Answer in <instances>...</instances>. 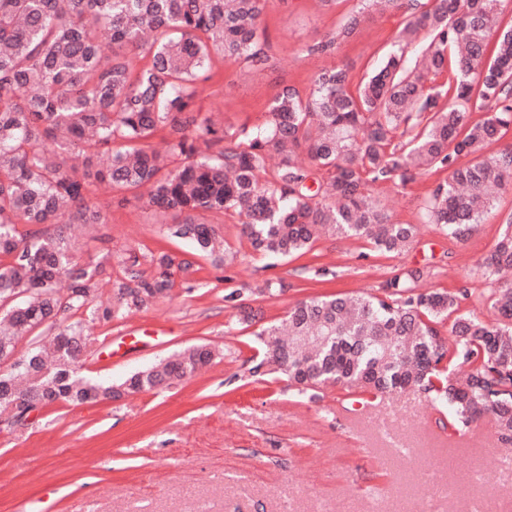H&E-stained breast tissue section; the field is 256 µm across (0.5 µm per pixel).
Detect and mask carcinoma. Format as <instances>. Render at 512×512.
Listing matches in <instances>:
<instances>
[{"label": "carcinoma", "instance_id": "1", "mask_svg": "<svg viewBox=\"0 0 512 512\" xmlns=\"http://www.w3.org/2000/svg\"><path fill=\"white\" fill-rule=\"evenodd\" d=\"M269 0H0V359L32 337L20 367L0 372V410L15 405H81L135 394L190 378L211 364L208 344L127 375L119 384L78 375L89 346L80 310L121 319L168 297L175 274L192 262L133 248L116 256L126 278L112 306L95 304L102 265L74 259L69 224H105L90 202L105 184L112 199L145 189L148 204L182 220L170 239L224 263L219 226L207 212L242 218L243 234L266 256L308 250L321 230L367 239L381 253L416 242L414 224H398L368 193L391 181L402 187L431 169L448 170L422 208V223L464 242L491 209L492 188L512 189V145L494 148L512 128V26L499 29L512 0H356L326 39L308 47L327 53L352 38L370 12L404 15L385 60L353 82L341 65L320 71L313 89L282 88L267 119L217 135L194 108L211 79V53L254 69L266 67L263 16ZM418 44L421 62L406 49ZM448 72L443 89L428 75ZM473 111L483 120L470 122ZM168 150L145 147L157 131ZM307 152L311 167L295 163ZM280 158L269 178V156ZM462 156H471L467 164ZM324 171L320 181L315 173ZM50 224L49 231L43 226ZM149 269H144V265ZM512 268V214L480 265L495 281ZM427 271L398 273L381 294L338 293L297 302L288 338L279 327L253 375L280 373L307 393L342 384L371 394L413 390L448 408V434L461 435L489 416L512 443V287L492 290L496 319L460 311L459 292L418 289ZM65 279L68 292L60 293ZM466 369L458 379L454 369Z\"/></svg>", "mask_w": 512, "mask_h": 512}]
</instances>
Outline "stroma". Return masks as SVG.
Wrapping results in <instances>:
<instances>
[{
	"instance_id": "35a3bbf8",
	"label": "stroma",
	"mask_w": 512,
	"mask_h": 512,
	"mask_svg": "<svg viewBox=\"0 0 512 512\" xmlns=\"http://www.w3.org/2000/svg\"><path fill=\"white\" fill-rule=\"evenodd\" d=\"M354 4L270 0L268 68L254 71L213 55L197 108L231 134L264 122L268 101L282 87L309 94L320 69L339 64L361 78L390 47L402 13L373 14L334 53H305ZM447 176L437 169L404 187L372 185L394 221L418 227L413 247L400 255L380 253L363 238L323 235L304 255L273 259L252 251L239 216L205 214L223 228L225 263L196 257L191 278L177 280L150 309L91 323L80 373L116 384L195 344L216 348L218 357L167 389L57 404L25 426L0 414V512H29L40 501L47 512H512V446L490 421L452 436L442 427L447 411L412 391L374 396L336 386L313 397L279 374L249 371V357L262 354L257 332L297 301L374 293L411 268L431 269L424 287L466 290L462 310L493 320L492 285L479 264L512 213V190L500 191L477 231L457 243L420 221L425 198ZM111 196L99 187L91 201L105 206L108 222L77 238V261L105 268L98 298L104 307L123 278L116 260L122 250L191 256L187 244L165 236L174 214H155L140 196L120 206ZM278 280L287 285L284 293H264L266 282ZM233 291L242 292L258 321L237 322V308L224 300Z\"/></svg>"
}]
</instances>
